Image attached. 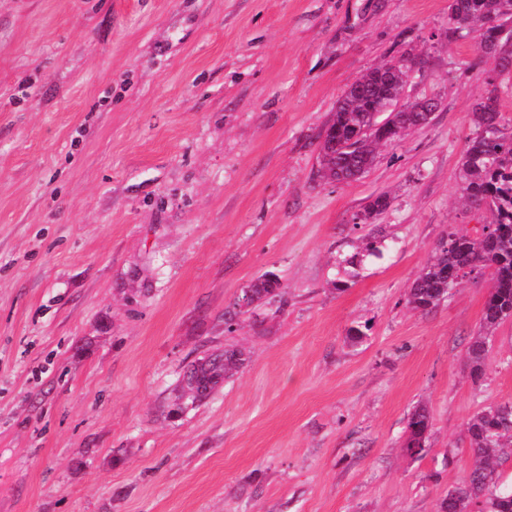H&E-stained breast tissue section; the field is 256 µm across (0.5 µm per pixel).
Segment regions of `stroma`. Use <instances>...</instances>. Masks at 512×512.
I'll list each match as a JSON object with an SVG mask.
<instances>
[{"label": "stroma", "mask_w": 512, "mask_h": 512, "mask_svg": "<svg viewBox=\"0 0 512 512\" xmlns=\"http://www.w3.org/2000/svg\"><path fill=\"white\" fill-rule=\"evenodd\" d=\"M447 23L448 0H0V512H437L468 419L512 401V319L469 374L487 279L406 302L449 228L490 220L457 170L495 61ZM407 51L430 123L318 178L339 97ZM363 237L386 248L347 277ZM224 349L243 367L183 399ZM431 420L427 409L423 406L416 407L407 418L404 431L403 448L411 457H422L426 451V443L428 442L431 431ZM423 438V445L420 442Z\"/></svg>", "instance_id": "stroma-1"}]
</instances>
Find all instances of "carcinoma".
Masks as SVG:
<instances>
[{"mask_svg": "<svg viewBox=\"0 0 512 512\" xmlns=\"http://www.w3.org/2000/svg\"><path fill=\"white\" fill-rule=\"evenodd\" d=\"M479 34L478 49L494 57L495 67L486 73L484 88L472 106L473 131L467 137L459 178L461 192L470 208L488 211L492 220L470 234L455 229L438 243L432 260L422 269L407 302L415 310L429 311L448 298L462 280L490 275L481 331L467 348L471 377L479 379L490 355V336L512 318V125L499 112L484 108L482 99L497 92L498 80L512 77V0H449L448 37ZM411 54L391 56L370 70L362 81L347 88L336 103L327 134L319 143L320 176L349 182L362 176L375 161V146L398 139L404 132L427 124L422 112H389L385 123L376 114L402 101L411 79ZM390 205L385 194L377 195L364 212L361 223L382 214ZM382 242L370 240L364 253H355L343 264L355 269L366 256L381 254ZM277 280L264 277L249 289L251 302L273 294ZM244 364L242 353L226 350L201 357L191 372L202 384L201 396L210 394L218 379L233 376ZM431 420L423 406L407 418L403 448L411 457H421L428 442ZM466 439L472 455L467 477L448 489L439 507L456 512H512V487L501 481L499 463L512 458V402L490 404L476 412L466 424Z\"/></svg>", "mask_w": 512, "mask_h": 512, "instance_id": "cac0c4a2", "label": "carcinoma"}]
</instances>
